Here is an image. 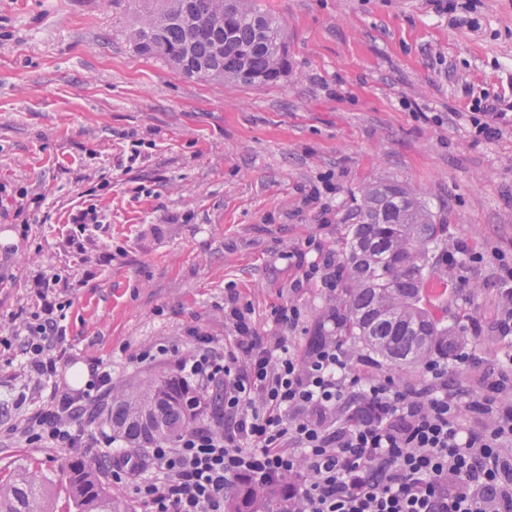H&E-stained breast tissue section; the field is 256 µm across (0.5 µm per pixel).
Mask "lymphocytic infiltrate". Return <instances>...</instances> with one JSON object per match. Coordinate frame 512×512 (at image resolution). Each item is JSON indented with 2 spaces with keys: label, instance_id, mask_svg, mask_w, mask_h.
<instances>
[{
  "label": "lymphocytic infiltrate",
  "instance_id": "obj_1",
  "mask_svg": "<svg viewBox=\"0 0 512 512\" xmlns=\"http://www.w3.org/2000/svg\"><path fill=\"white\" fill-rule=\"evenodd\" d=\"M224 315L233 336L216 356L207 336L178 357L183 383L194 394L218 385L213 410L221 428L201 422L175 444H157L140 458L114 448L112 435L84 438L77 421L88 402L112 392V373L91 366L76 392L52 390L47 405L27 419L34 442L56 448H108L115 483L150 465L133 493L148 512H225L241 478L293 486L288 512H512V376L473 401L488 417L483 430L462 420L460 394L449 393L451 369L436 360L422 366L421 387L376 377L372 361L347 354L336 337L295 353L286 334L297 328V307L277 310L279 336L262 335L249 308L228 300ZM62 304L45 303L35 322L24 323L23 354L30 375L56 376L64 354L58 321ZM343 424L330 422L335 409Z\"/></svg>",
  "mask_w": 512,
  "mask_h": 512
}]
</instances>
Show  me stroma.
Here are the masks:
<instances>
[{
	"label": "stroma",
	"mask_w": 512,
	"mask_h": 512,
	"mask_svg": "<svg viewBox=\"0 0 512 512\" xmlns=\"http://www.w3.org/2000/svg\"><path fill=\"white\" fill-rule=\"evenodd\" d=\"M455 2L258 0L288 31V71L244 87L137 53L134 0H0V473L97 461L22 433L51 387L13 320L65 303L64 388L94 364L119 391L175 373L135 356L188 349L193 330L223 350L231 293L271 336L274 309L296 306L288 343L305 353L336 304L306 267L343 262L361 190L381 180L422 193L481 256L428 304L449 338L481 322L459 385L486 393L512 361L491 289L512 265V0ZM484 98L502 113L493 139L469 121ZM91 207L104 224L78 231L71 213Z\"/></svg>",
	"instance_id": "1"
}]
</instances>
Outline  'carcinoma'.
Returning a JSON list of instances; mask_svg holds the SVG:
<instances>
[{
  "instance_id": "1",
  "label": "carcinoma",
  "mask_w": 512,
  "mask_h": 512,
  "mask_svg": "<svg viewBox=\"0 0 512 512\" xmlns=\"http://www.w3.org/2000/svg\"><path fill=\"white\" fill-rule=\"evenodd\" d=\"M288 33L257 0H163L132 36L143 55L162 57L190 77L242 86L277 83L286 71ZM345 244L333 319L336 335L395 366L419 367L453 350L448 327L423 302L424 288L441 278L448 225L405 184L379 182L362 190ZM106 422L138 448L173 443L190 426L185 387L161 375L112 399ZM75 512H132L112 496L101 472L72 460L57 474ZM49 478L28 468L0 480V512H48ZM288 481L254 488L235 485L227 512H284Z\"/></svg>"
}]
</instances>
